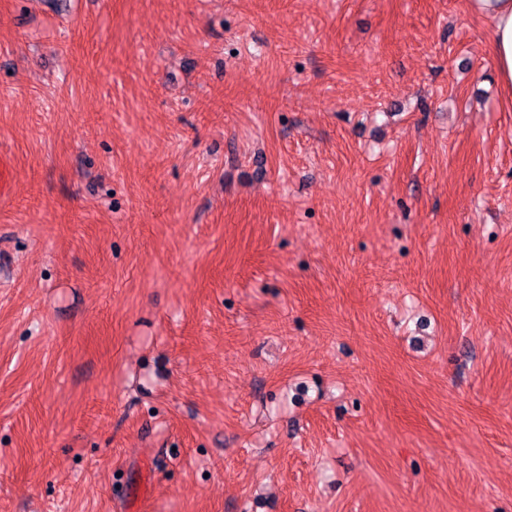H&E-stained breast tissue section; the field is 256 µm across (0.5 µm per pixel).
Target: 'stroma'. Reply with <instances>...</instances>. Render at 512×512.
Returning a JSON list of instances; mask_svg holds the SVG:
<instances>
[{
    "label": "stroma",
    "mask_w": 512,
    "mask_h": 512,
    "mask_svg": "<svg viewBox=\"0 0 512 512\" xmlns=\"http://www.w3.org/2000/svg\"><path fill=\"white\" fill-rule=\"evenodd\" d=\"M0 512H512V100L464 0H0Z\"/></svg>",
    "instance_id": "stroma-1"
}]
</instances>
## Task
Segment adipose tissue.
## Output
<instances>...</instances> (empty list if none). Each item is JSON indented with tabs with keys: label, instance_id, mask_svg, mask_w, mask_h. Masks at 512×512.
<instances>
[{
	"label": "adipose tissue",
	"instance_id": "obj_1",
	"mask_svg": "<svg viewBox=\"0 0 512 512\" xmlns=\"http://www.w3.org/2000/svg\"><path fill=\"white\" fill-rule=\"evenodd\" d=\"M469 15L485 22L499 84L512 90V0H465Z\"/></svg>",
	"mask_w": 512,
	"mask_h": 512
}]
</instances>
